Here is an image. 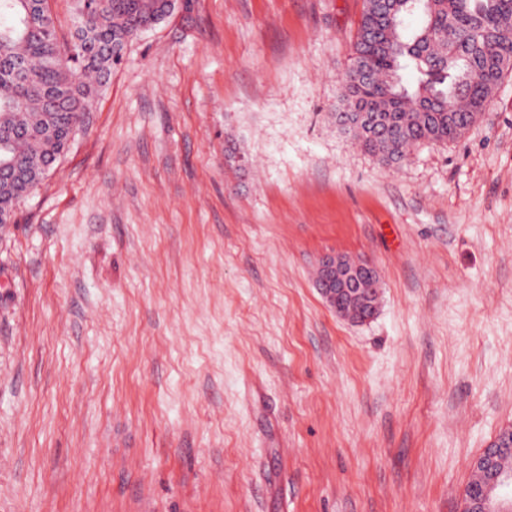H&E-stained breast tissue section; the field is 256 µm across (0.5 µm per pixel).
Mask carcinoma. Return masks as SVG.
<instances>
[{
    "mask_svg": "<svg viewBox=\"0 0 512 512\" xmlns=\"http://www.w3.org/2000/svg\"><path fill=\"white\" fill-rule=\"evenodd\" d=\"M73 2L65 38L33 0H0V159L8 162L0 215L10 220L83 127L127 44L174 8L170 0ZM409 67L416 78L405 84ZM509 69L512 0H365L336 123L347 118L342 130L393 166L415 145L460 138ZM359 112L376 115L384 133L358 124Z\"/></svg>",
    "mask_w": 512,
    "mask_h": 512,
    "instance_id": "cac0c4a2",
    "label": "carcinoma"
}]
</instances>
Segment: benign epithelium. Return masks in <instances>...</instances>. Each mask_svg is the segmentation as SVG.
<instances>
[{"instance_id": "benign-epithelium-1", "label": "benign epithelium", "mask_w": 512, "mask_h": 512, "mask_svg": "<svg viewBox=\"0 0 512 512\" xmlns=\"http://www.w3.org/2000/svg\"><path fill=\"white\" fill-rule=\"evenodd\" d=\"M378 269L368 260L328 254L318 265L316 288L337 315L347 318L353 306L379 293ZM512 451V427L504 429L471 467L492 471V478L475 497L464 502L463 512H512V470L494 469L497 458Z\"/></svg>"}]
</instances>
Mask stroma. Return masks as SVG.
<instances>
[{"label":"stroma","instance_id":"35a3bbf8","mask_svg":"<svg viewBox=\"0 0 512 512\" xmlns=\"http://www.w3.org/2000/svg\"><path fill=\"white\" fill-rule=\"evenodd\" d=\"M364 6L192 0L128 43L0 224V512H462L512 427V72L381 165L333 118ZM334 253L373 319L318 292ZM379 278L378 269L368 260L328 254L319 261L316 288L337 315L363 323L370 317L371 311L367 305L358 304L366 303L368 298H374L376 294L378 302L379 289L374 285ZM339 299L344 300L343 305H338Z\"/></svg>","mask_w":512,"mask_h":512}]
</instances>
